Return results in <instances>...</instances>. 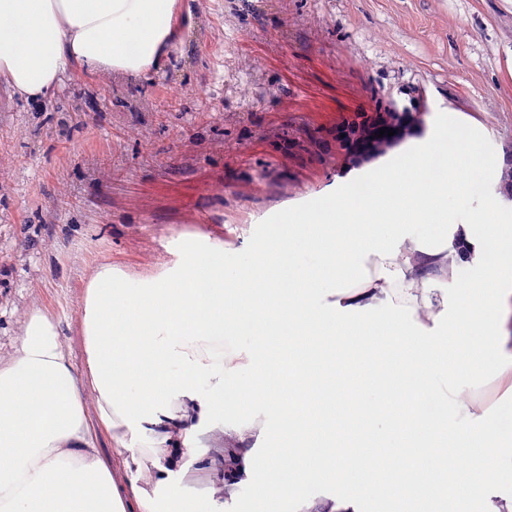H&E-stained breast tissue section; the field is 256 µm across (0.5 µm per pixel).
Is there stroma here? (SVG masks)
<instances>
[{
	"label": "stroma",
	"mask_w": 512,
	"mask_h": 512,
	"mask_svg": "<svg viewBox=\"0 0 512 512\" xmlns=\"http://www.w3.org/2000/svg\"><path fill=\"white\" fill-rule=\"evenodd\" d=\"M176 59L137 80L72 66L42 99L0 82V363L28 315L60 323L64 351L82 368L81 308L104 262L152 272L171 234L220 237L243 225L227 262L288 242L259 211L318 208L350 194L343 179L394 161L392 144L348 167L336 128L359 114L418 100L419 135L433 150L440 126L476 128L474 154L512 153V0H188ZM236 430L214 421L202 463L170 492L207 505L232 482L224 512H250L251 478L219 461Z\"/></svg>",
	"instance_id": "obj_1"
}]
</instances>
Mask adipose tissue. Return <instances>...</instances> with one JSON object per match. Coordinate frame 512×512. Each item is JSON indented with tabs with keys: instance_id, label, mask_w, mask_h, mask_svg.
Here are the masks:
<instances>
[{
	"instance_id": "adipose-tissue-1",
	"label": "adipose tissue",
	"mask_w": 512,
	"mask_h": 512,
	"mask_svg": "<svg viewBox=\"0 0 512 512\" xmlns=\"http://www.w3.org/2000/svg\"><path fill=\"white\" fill-rule=\"evenodd\" d=\"M176 5L0 0V78L35 100L74 63L142 76L170 58ZM458 152L448 162L458 175L444 183L410 181L386 165L367 198L293 217L295 236L319 257L313 267L283 269L280 239L235 266L223 247H183L169 266L136 280L100 264L82 306L83 370L63 350L59 321L32 311L13 359L0 365V512H116L123 500L136 512H202L168 491L177 472L165 432L182 427L189 460H200V436L238 403L224 396L231 372L242 390L289 375L288 408L272 426L241 433L259 512H278L283 498L316 482L346 488L338 512H359L371 496L383 499L384 512H465L463 491L481 489L490 475L505 488L488 512H512V433L472 393L488 371L512 384V235L479 230L496 199L450 208L469 190L458 166L470 142ZM432 224L443 225L441 237L431 236ZM463 267L472 272L465 284ZM243 327L245 351L225 354V336ZM413 382L447 413L425 421L388 404V394ZM204 386L214 390L205 401ZM101 429L125 459V485L98 452ZM340 447L371 460V473L354 479ZM451 448L481 454L466 469L439 467L424 478L427 463Z\"/></svg>"
}]
</instances>
